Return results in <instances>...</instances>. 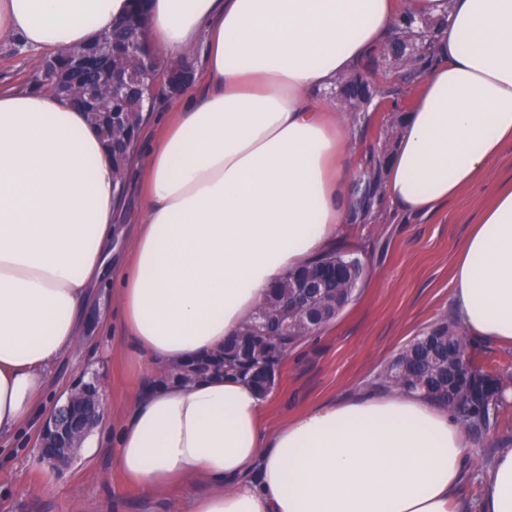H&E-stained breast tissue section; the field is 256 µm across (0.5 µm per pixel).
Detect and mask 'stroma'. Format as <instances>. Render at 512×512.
<instances>
[{"label": "stroma", "instance_id": "1", "mask_svg": "<svg viewBox=\"0 0 512 512\" xmlns=\"http://www.w3.org/2000/svg\"><path fill=\"white\" fill-rule=\"evenodd\" d=\"M42 56L18 40L0 44V87H30ZM393 145L383 118H372L368 130L356 132L351 142L355 170ZM509 184L512 144L472 186L432 212L403 214L381 199L369 220L345 225V248L366 264L367 276L339 317L283 360L269 396V428L319 404L375 391L377 374L405 343L440 317L457 320L452 272L458 252L497 191ZM94 294L76 345L46 375L35 416L0 436V512H182L189 497L207 491L204 483L192 481L148 498L128 487L115 469L104 429L129 408L143 379L128 364L111 289L101 285ZM88 387L102 403V424L69 465L53 467L38 453L39 432L71 391Z\"/></svg>", "mask_w": 512, "mask_h": 512}]
</instances>
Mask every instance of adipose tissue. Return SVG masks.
Masks as SVG:
<instances>
[{
	"label": "adipose tissue",
	"mask_w": 512,
	"mask_h": 512,
	"mask_svg": "<svg viewBox=\"0 0 512 512\" xmlns=\"http://www.w3.org/2000/svg\"><path fill=\"white\" fill-rule=\"evenodd\" d=\"M165 61L201 53L145 157L134 233L112 272L130 362L147 388L118 422L114 462L148 496L197 477L186 512H454L468 455L448 412L400 391L320 405L266 431L240 378L174 371L220 352L283 274L352 220V129L322 95L405 15L446 18L386 199L433 211L512 142V0H144ZM130 0H0V41L61 52L126 17ZM120 187L99 132L53 93L0 88V434L30 420L45 374L78 339L112 256ZM460 320L512 343V188L461 247ZM481 512H512V448L483 476Z\"/></svg>",
	"instance_id": "1"
}]
</instances>
